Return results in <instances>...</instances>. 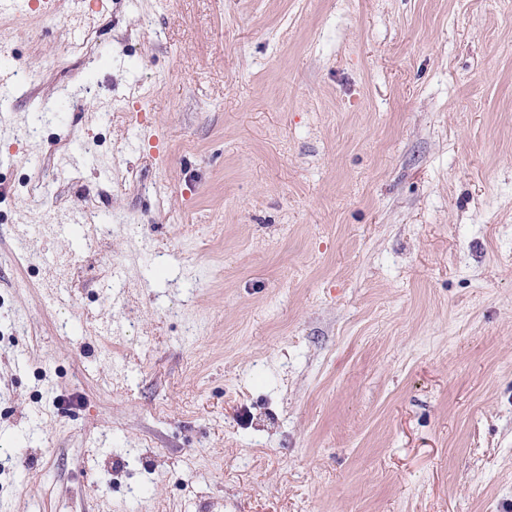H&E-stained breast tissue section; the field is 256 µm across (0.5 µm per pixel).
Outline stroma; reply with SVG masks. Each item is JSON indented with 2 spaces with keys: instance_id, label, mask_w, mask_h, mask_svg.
Here are the masks:
<instances>
[{
  "instance_id": "stroma-1",
  "label": "stroma",
  "mask_w": 512,
  "mask_h": 512,
  "mask_svg": "<svg viewBox=\"0 0 512 512\" xmlns=\"http://www.w3.org/2000/svg\"><path fill=\"white\" fill-rule=\"evenodd\" d=\"M95 2L0 19V512H512V0Z\"/></svg>"
}]
</instances>
